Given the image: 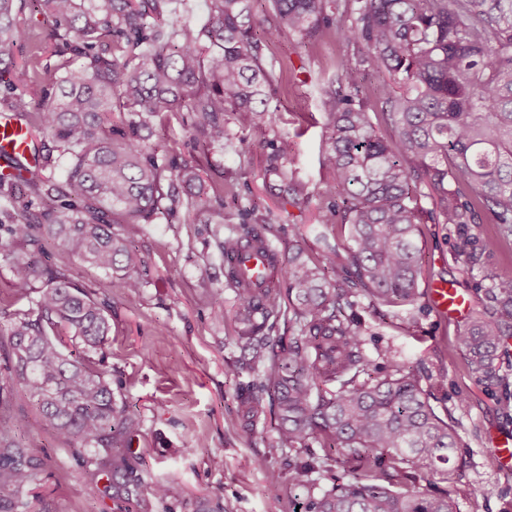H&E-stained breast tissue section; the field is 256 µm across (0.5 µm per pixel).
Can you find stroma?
<instances>
[{
	"mask_svg": "<svg viewBox=\"0 0 512 512\" xmlns=\"http://www.w3.org/2000/svg\"><path fill=\"white\" fill-rule=\"evenodd\" d=\"M330 31L311 38L285 35L268 43L264 54L280 75L272 93L279 109L280 131L290 144L299 176L311 196L297 205L283 203L263 178L268 131L242 132L231 146L209 158L232 180L242 204L278 220L280 253L301 245L309 254L323 242L347 248V230L319 224L318 193L330 181L320 165L324 117L319 106L324 83L335 73L338 57L353 54ZM227 225L145 224L134 243L144 258L143 286L130 292L104 272L69 257L59 242L45 245L48 263L69 267L73 277L95 298L108 301L112 336L107 367L113 385L141 422L134 442L155 480H175L187 501L207 495L224 512H296L306 495L288 480L270 481L269 470L286 471V457L273 448L275 430L245 437L236 428V392L250 379L231 376L228 365L243 352L233 333V294L224 288V260L215 233ZM422 286L443 278L468 295L471 313L482 309L481 278L467 274L456 260L462 236L455 226L425 224ZM223 292V306L210 296ZM356 315L364 350L379 366L398 361L419 377L436 411L458 434L456 453L464 460L456 482L458 512H512V473L489 462L485 436L512 432V398L495 382L478 380L457 346L461 322L440 316L427 302L403 311L361 300ZM15 435L46 462L42 485L26 494L28 512H115L110 498L90 485L57 432L43 425L22 390H15ZM223 466H213V457Z\"/></svg>",
	"mask_w": 512,
	"mask_h": 512,
	"instance_id": "obj_1",
	"label": "stroma"
}]
</instances>
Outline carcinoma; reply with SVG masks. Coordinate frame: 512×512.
Here are the masks:
<instances>
[{
	"label": "carcinoma",
	"instance_id": "carcinoma-1",
	"mask_svg": "<svg viewBox=\"0 0 512 512\" xmlns=\"http://www.w3.org/2000/svg\"><path fill=\"white\" fill-rule=\"evenodd\" d=\"M173 2L0 0V47L30 48L22 92L7 85L0 113L44 136L31 143L32 162L16 156L8 164L16 173L0 176V231L11 238L0 241V256L13 289L0 296V512H26L25 493L44 469L7 425L16 385L118 512L185 501L181 484L143 477L133 448L140 420L104 367L107 304L68 269L38 258L46 242L61 241L75 260L135 292L144 264L134 246L139 225L181 210L199 224L237 220L215 236L230 261L271 252L268 273L226 269L245 352L229 371L252 376L237 391V420L253 436L262 416H273V447L288 449V482L307 491L306 512H457V468L446 467L457 432L405 364L376 374L354 310L361 298L418 303L425 218L494 224L512 237V0H209L198 29ZM258 2L267 27L255 19ZM323 29L361 45L358 58L336 62L320 94L321 165L333 176L320 196L321 223L348 226L351 247L343 257L326 242L310 258L297 246L285 263L271 244L278 229L270 216L239 204L224 179H203L195 156L160 153L149 141L165 113L205 155L230 141L233 127L274 129L279 74L264 47L287 32ZM365 63L381 74L371 87ZM372 96L381 104L377 125L366 112ZM116 111L125 123L104 130ZM266 146L264 175L283 202L308 198L307 183L286 166L288 140L276 135ZM20 186L28 201L18 209ZM425 196L435 200L428 212ZM15 239L26 251L14 250ZM457 261L487 281L483 314L460 333L459 349L476 378L506 387L499 357L512 337V271L488 267L477 236L464 240ZM280 323L288 335H273ZM315 444L323 463L346 468V481L319 488L321 465L302 457ZM412 468L439 475L447 488L436 496L394 490Z\"/></svg>",
	"mask_w": 512,
	"mask_h": 512
}]
</instances>
